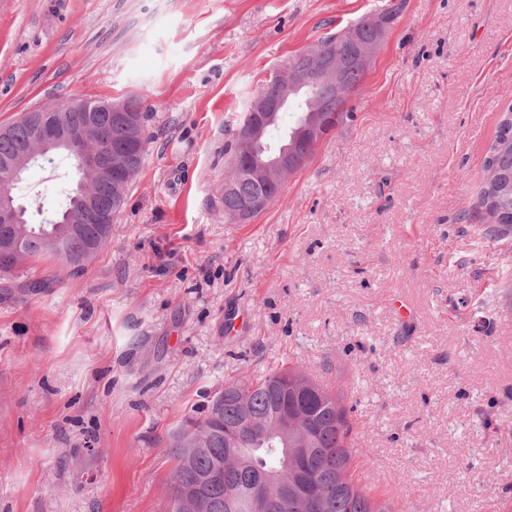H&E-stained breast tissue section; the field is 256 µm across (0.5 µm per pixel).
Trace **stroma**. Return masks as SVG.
I'll return each instance as SVG.
<instances>
[{
    "label": "stroma",
    "instance_id": "35a3bbf8",
    "mask_svg": "<svg viewBox=\"0 0 512 512\" xmlns=\"http://www.w3.org/2000/svg\"><path fill=\"white\" fill-rule=\"evenodd\" d=\"M390 6L343 122L230 222L257 87ZM130 96L150 143L110 241L77 274L0 277V512H166L183 418L283 362L356 400L360 472L397 512L512 503V233L486 238L480 204L512 0H0V126ZM76 179L37 164L16 194L50 211ZM281 187L282 185H268L266 187V184L261 180H256L247 173H241L235 178L233 189L228 191L224 189V195L221 199V203L224 205V215L235 223H237L235 214L240 221L247 220L252 215L265 210L270 204L271 198L255 197L246 199L241 203L242 199L262 191L275 199L279 196Z\"/></svg>",
    "mask_w": 512,
    "mask_h": 512
}]
</instances>
